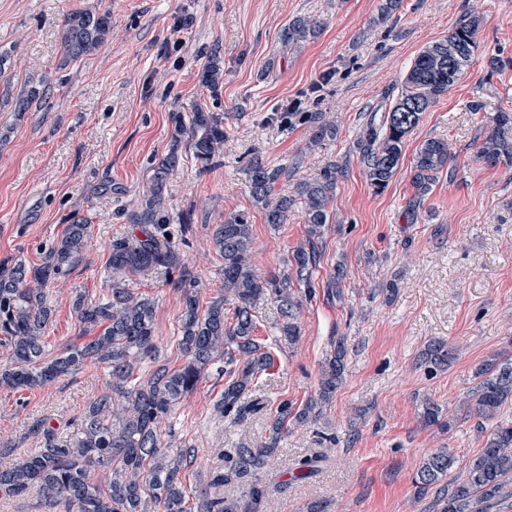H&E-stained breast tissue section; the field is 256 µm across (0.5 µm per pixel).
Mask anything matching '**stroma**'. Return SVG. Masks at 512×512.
<instances>
[{"instance_id": "obj_1", "label": "stroma", "mask_w": 512, "mask_h": 512, "mask_svg": "<svg viewBox=\"0 0 512 512\" xmlns=\"http://www.w3.org/2000/svg\"><path fill=\"white\" fill-rule=\"evenodd\" d=\"M381 0H0V264L41 263L67 224H91L93 240L65 277L51 284L54 313L47 328L51 351L85 341L72 308L76 291L103 294L108 246L135 234L136 214L154 166L171 149L173 113L202 104L224 115V150L209 167L189 151L167 177L171 223L183 212L193 222L182 264L198 275L200 308L224 294L221 260L212 244L216 224L239 212L251 218L253 258L262 273L287 268L304 241L300 208L287 223L266 224L247 188L253 159L283 167L279 191L327 163L343 166L330 203L315 295L297 317L300 339L280 335L274 301L255 302L256 336L274 362L254 396L263 407L240 424L215 410L224 377L209 369L196 390L164 419L165 443L197 448L186 470L192 495L241 494L245 480L211 483L224 455L264 438L282 401L300 405L318 388L330 341H347L345 380L322 415L306 426L288 422L280 449L259 478L265 512H429L431 497H417L413 476L430 452L449 449L458 465L475 455L485 432L461 416L460 400L473 385L472 370L491 355L512 351V168H489L472 156L483 138L485 113L512 109V67L490 72L486 55L512 60V0H401L384 26H373ZM112 16V31L96 51L66 60L63 21L75 8ZM484 20L480 47L467 72L426 112L404 142L403 164L385 191H374L354 150L369 116H383L398 95L420 49L455 27L469 9ZM311 17L319 34L283 47L280 34L293 20ZM180 28L181 42L170 32ZM219 56L218 90L200 83ZM47 94L27 112L15 100L31 79ZM301 100L325 113L336 136L306 151V126L285 129L272 115ZM480 100L485 112L469 109ZM447 141L455 156L417 215L410 167L426 139ZM344 264V298H327L336 264ZM136 291L154 302L160 362L183 366L178 319L184 292L174 274L158 268L134 274ZM458 349L447 368L428 374L418 356L429 342ZM96 365L31 390L0 387V464L37 447L28 425L50 418L67 436L88 401L104 386ZM455 416L451 431L420 423L424 399ZM320 457L307 480L293 478L299 460Z\"/></svg>"}]
</instances>
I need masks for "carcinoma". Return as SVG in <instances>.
<instances>
[{"instance_id":"obj_1","label":"carcinoma","mask_w":512,"mask_h":512,"mask_svg":"<svg viewBox=\"0 0 512 512\" xmlns=\"http://www.w3.org/2000/svg\"><path fill=\"white\" fill-rule=\"evenodd\" d=\"M482 17L468 12L447 36L419 51L411 64L395 101L382 123L370 118L356 140L355 149L366 177L377 192L384 191L399 172L405 137L419 125L424 114L448 92L467 70L480 46ZM112 30L107 12L79 9L67 14L62 34L64 53L78 58L102 45ZM317 24L298 18L281 33V41L297 45L315 35ZM222 71L212 60L203 69L201 83L217 87ZM172 147L154 168L138 215V234L110 243L106 296L92 299L82 292L74 296L72 308L83 330L95 335L79 344L67 345L49 356L46 328L53 315L49 285L64 277L81 259L91 243V225H67L63 235L47 250L39 265L18 260L0 268V342L9 351V361L0 367V387L28 390L45 387L60 377L74 374L88 364L103 365L105 389L93 397L69 437L62 439L48 419H38L28 433L39 440L14 463L0 467V492L22 496L37 490L50 507L64 504L68 512H191L184 469L196 459L194 448L164 446L159 425L183 398L191 394L210 366L224 363V393L217 410L234 423L262 408L246 395L272 360V354L255 338L254 303L265 296L277 303L283 321L281 336L295 343L300 330L296 318L303 299L315 294L314 272L320 258L317 244L329 224L328 206L333 199L343 167L329 163L311 179L295 186V195L278 192L283 169L254 159L248 168V189L260 205L265 222L288 221L295 204L302 205L307 224V243L288 256V268L264 275L252 262V224L245 213H236L216 225L212 240L222 260L224 297L199 311L198 278L176 260V232L191 224V216L175 226L167 220L166 179L180 161L184 144L201 167L210 166L224 148V117L196 106L190 116L172 115ZM288 127L298 123L310 131L307 147L321 144L335 134L323 112L283 113ZM488 128L479 143L475 161L490 168L512 166V111L499 108L487 116ZM448 142L428 139L416 150L410 170L414 195L411 212L423 206L439 175L453 161ZM179 269V287L184 289V306L179 316V347L188 361L177 369L158 365L148 378L130 385L138 363L157 360L154 336V302L130 288L129 277L151 267ZM346 270L339 264L326 283L329 297L342 300L341 284ZM234 304L232 322L226 321L224 306ZM456 348L434 341L421 353L420 365L432 372L455 358ZM347 346L343 336L331 342L321 370L318 392L294 409L280 404V418L259 444L244 443L225 456L224 469L213 473L211 483L225 485L233 479L256 475L279 449L283 421L290 417L299 424L317 419L343 383ZM475 385L462 401L467 417L489 424L479 450L450 483H442L456 458L440 448L428 455L413 477L417 494L432 493L433 512H492L493 507L512 497V419L500 412L512 403V354L499 352L473 370ZM421 422L447 432L453 418H445L441 407L424 403ZM265 487L248 485L239 497L205 498L196 512H264Z\"/></svg>"}]
</instances>
